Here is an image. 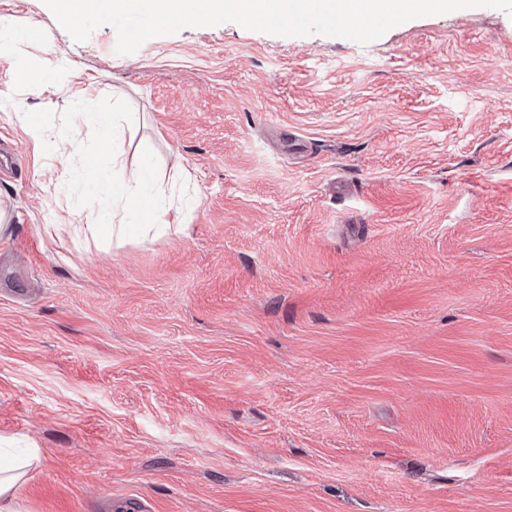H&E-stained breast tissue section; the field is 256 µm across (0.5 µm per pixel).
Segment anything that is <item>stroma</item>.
I'll return each mask as SVG.
<instances>
[{
  "label": "stroma",
  "instance_id": "35a3bbf8",
  "mask_svg": "<svg viewBox=\"0 0 512 512\" xmlns=\"http://www.w3.org/2000/svg\"><path fill=\"white\" fill-rule=\"evenodd\" d=\"M1 19L0 448L37 452L24 512H512L511 14L365 45L227 23L129 55L43 0ZM84 111L124 115L99 191ZM145 170L178 224L86 236Z\"/></svg>",
  "mask_w": 512,
  "mask_h": 512
}]
</instances>
